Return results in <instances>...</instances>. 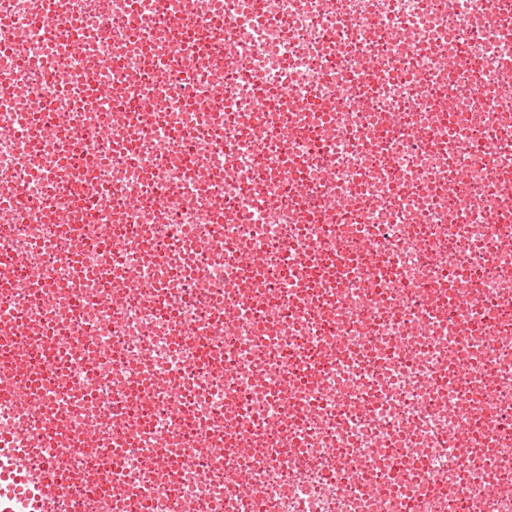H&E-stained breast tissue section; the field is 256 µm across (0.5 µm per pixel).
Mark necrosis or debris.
I'll list each match as a JSON object with an SVG mask.
<instances>
[{
  "label": "necrosis or debris",
  "instance_id": "1",
  "mask_svg": "<svg viewBox=\"0 0 512 512\" xmlns=\"http://www.w3.org/2000/svg\"><path fill=\"white\" fill-rule=\"evenodd\" d=\"M10 3L0 76L15 113L69 111L61 92L81 96L91 73L122 93L83 108L68 185H30L40 207H0V255L35 254L46 284L41 299L0 286V321L63 354L43 422L93 433L70 449L83 512H512V250L496 246L512 238L498 189L512 152L484 148L512 130V95L496 92L512 10L170 0L210 36L185 95L181 61L147 65L176 36L149 2L134 17L130 0H74L51 23ZM102 21V57L23 65ZM283 82L293 95L279 101ZM283 129L296 134L288 183L275 174ZM33 157L52 162L0 135V184L25 182ZM170 195L178 206L156 223ZM63 206L82 226L73 265L53 220ZM254 251L262 274L241 275L236 257ZM306 252L310 288L288 287ZM293 348L310 358L305 379L285 361ZM175 452L191 457L176 495L157 478ZM116 466L120 496L100 495Z\"/></svg>",
  "mask_w": 512,
  "mask_h": 512
}]
</instances>
